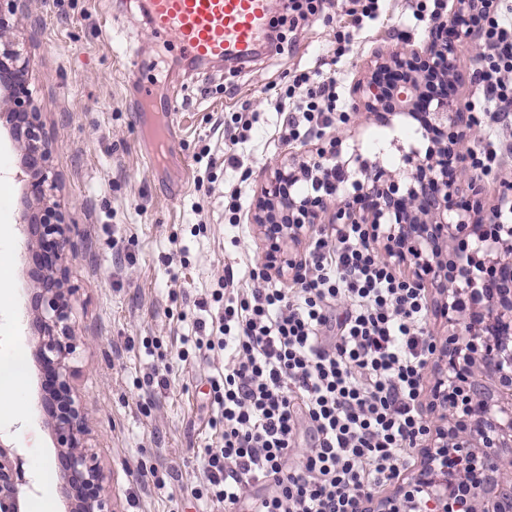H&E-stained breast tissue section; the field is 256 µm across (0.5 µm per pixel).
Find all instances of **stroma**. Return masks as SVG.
<instances>
[{
	"mask_svg": "<svg viewBox=\"0 0 512 512\" xmlns=\"http://www.w3.org/2000/svg\"><path fill=\"white\" fill-rule=\"evenodd\" d=\"M411 0H386L352 52L336 66L341 93L356 88L374 57L397 45L423 49L426 24L411 25ZM11 37L34 63L30 86L51 148V198L73 224L74 257L66 280L74 287L71 325L80 338L72 387L101 458L116 512H202L189 493L202 473L204 448L221 427L213 421L210 379L224 366L223 353L198 354L195 322L212 314L194 302L219 288L225 266L235 272L261 264L262 243L253 235L250 209L270 171L280 162L313 155L342 136L344 155L359 154L402 175V156L425 149L416 120L381 126L353 113L324 137L303 145L280 141L272 100L295 68L329 59L331 24L285 14L281 36L245 65L214 63L192 72L175 70L177 46L150 37L146 13L120 0H19ZM140 48L146 64L138 82L126 78L127 52ZM177 92L178 122L189 174L180 196L170 180L149 173L140 150L148 131L137 106L139 84ZM259 115L241 145L242 169L224 166V138L213 122L241 107ZM210 147L212 179L198 183L197 155ZM20 151L0 126V234L12 254L6 271L20 328L0 334V356L23 351L28 383L17 396L20 417L5 435L22 458L27 488L22 512H67L56 448L40 407V372L29 311L26 239L18 227L22 184ZM242 194L240 223L224 222V192ZM166 386H159V379Z\"/></svg>",
	"mask_w": 512,
	"mask_h": 512,
	"instance_id": "stroma-1",
	"label": "stroma"
}]
</instances>
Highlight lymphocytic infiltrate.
I'll use <instances>...</instances> for the list:
<instances>
[{"instance_id":"obj_1","label":"lymphocytic infiltrate","mask_w":512,"mask_h":512,"mask_svg":"<svg viewBox=\"0 0 512 512\" xmlns=\"http://www.w3.org/2000/svg\"><path fill=\"white\" fill-rule=\"evenodd\" d=\"M299 17H348L334 34L333 58L348 54L364 19L382 0H289ZM481 95L470 110L489 126L469 152L478 176L496 179L512 160V6L479 12ZM339 96L336 78L298 70L275 109L288 142L321 135ZM368 225L316 234L295 288L249 269L238 287L232 267L218 303L217 336L197 322L199 349L224 353L212 378L224 429L204 450L192 495L208 512H356L360 500L393 485L426 434L420 401L434 338L424 289L381 260ZM309 430L308 448L298 446Z\"/></svg>"}]
</instances>
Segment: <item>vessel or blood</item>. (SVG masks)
Here are the masks:
<instances>
[{"mask_svg":"<svg viewBox=\"0 0 512 512\" xmlns=\"http://www.w3.org/2000/svg\"><path fill=\"white\" fill-rule=\"evenodd\" d=\"M142 8L153 32L173 37L191 68L224 59L250 61L272 20L271 0H143ZM164 152L185 165L181 143L174 139L146 152L148 166L156 167Z\"/></svg>","mask_w":512,"mask_h":512,"instance_id":"obj_1","label":"vessel or blood"}]
</instances>
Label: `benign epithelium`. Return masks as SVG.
<instances>
[{"mask_svg": "<svg viewBox=\"0 0 512 512\" xmlns=\"http://www.w3.org/2000/svg\"><path fill=\"white\" fill-rule=\"evenodd\" d=\"M16 0H0V92L9 134L21 152L24 184L19 228L27 240L38 360L45 392L42 407L54 432L69 512H114L107 474L88 446L90 431L75 395L71 360L78 343L71 331L74 289L65 287L73 257L71 225L49 203L50 150L33 105L32 59L10 37ZM493 0H456L454 13L432 20L424 51L399 45L378 55L357 89L354 110L388 126L393 118H419L428 145L403 155L408 181L375 166L352 192L337 197V176L357 161L343 158L341 140L316 149L311 159L284 161L261 186L251 215L264 242L263 266L281 279L305 268L306 230L329 224H367L382 237L380 256L413 269L414 283L430 291L433 313L448 327L435 342L428 390L429 426L424 458L413 482L396 496L359 504V512H403L425 492L433 512L464 503L466 512H512V225L487 228L477 178L463 165L478 119L455 95L459 46L475 36L477 7ZM472 198L458 200L459 183ZM471 240L469 253L462 243ZM494 274L477 291L473 267ZM18 457L0 441V512H21L24 484Z\"/></svg>", "mask_w": 512, "mask_h": 512, "instance_id": "7a95c632", "label": "benign epithelium"}]
</instances>
